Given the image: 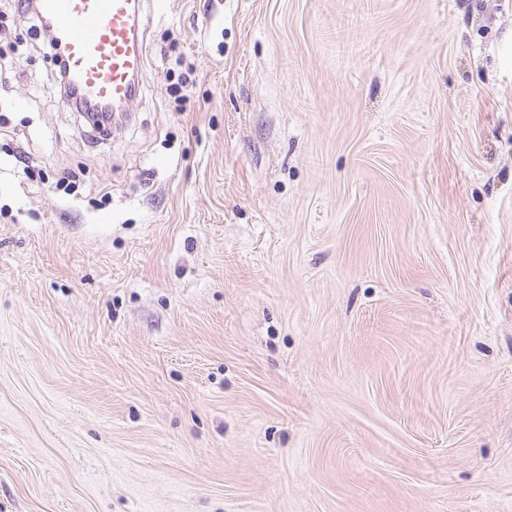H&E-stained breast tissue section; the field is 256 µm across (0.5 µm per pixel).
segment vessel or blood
I'll list each match as a JSON object with an SVG mask.
<instances>
[{"instance_id":"b4317fda","label":"vessel or blood","mask_w":512,"mask_h":512,"mask_svg":"<svg viewBox=\"0 0 512 512\" xmlns=\"http://www.w3.org/2000/svg\"><path fill=\"white\" fill-rule=\"evenodd\" d=\"M165 13L168 0H36L42 29L64 51L78 98L98 112L126 109L138 93L144 66V6Z\"/></svg>"}]
</instances>
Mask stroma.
I'll use <instances>...</instances> for the list:
<instances>
[{
	"instance_id": "stroma-1",
	"label": "stroma",
	"mask_w": 512,
	"mask_h": 512,
	"mask_svg": "<svg viewBox=\"0 0 512 512\" xmlns=\"http://www.w3.org/2000/svg\"><path fill=\"white\" fill-rule=\"evenodd\" d=\"M146 24L95 135L0 0V512H512V0Z\"/></svg>"
}]
</instances>
